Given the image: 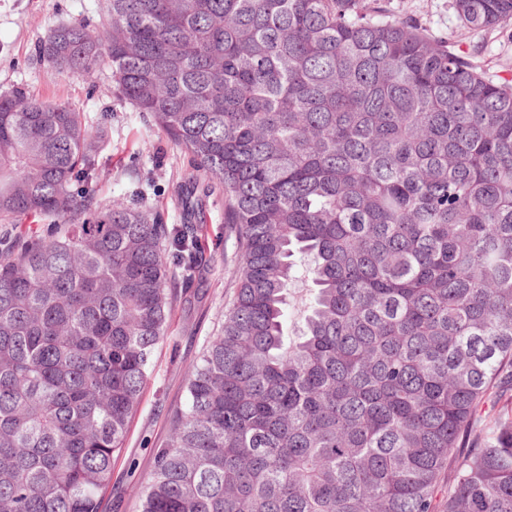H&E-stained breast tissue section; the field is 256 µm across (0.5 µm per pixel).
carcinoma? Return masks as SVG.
I'll return each mask as SVG.
<instances>
[{
  "instance_id": "carcinoma-1",
  "label": "carcinoma",
  "mask_w": 512,
  "mask_h": 512,
  "mask_svg": "<svg viewBox=\"0 0 512 512\" xmlns=\"http://www.w3.org/2000/svg\"><path fill=\"white\" fill-rule=\"evenodd\" d=\"M458 37L512 0H452ZM49 67L224 184L237 288L141 512H512V80L369 0H107ZM84 113L0 92V512H100L195 224L96 201ZM315 288L285 339L297 261Z\"/></svg>"
}]
</instances>
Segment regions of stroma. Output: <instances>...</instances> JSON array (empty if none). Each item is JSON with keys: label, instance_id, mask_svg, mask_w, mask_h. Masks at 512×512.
Returning <instances> with one entry per match:
<instances>
[{"label": "stroma", "instance_id": "obj_1", "mask_svg": "<svg viewBox=\"0 0 512 512\" xmlns=\"http://www.w3.org/2000/svg\"><path fill=\"white\" fill-rule=\"evenodd\" d=\"M105 0H0V89L25 88L49 102L71 105L89 124L105 130L91 188L99 203L136 204L166 224L184 221L179 185L191 173L187 153L154 122L112 89L108 64L86 77L60 73L40 62L38 46L48 30L63 24L97 23ZM394 17L410 16L433 33L455 38L458 19L451 0H383ZM490 76L512 75V24L470 34L464 46ZM195 197L200 212L203 270L192 281L175 277L176 297L166 337L155 348L140 405L131 417L101 512H141L144 485L154 454L168 441L176 410L186 400V377L209 336L221 329L237 288L239 262L234 235L224 222V194L200 176Z\"/></svg>", "mask_w": 512, "mask_h": 512}]
</instances>
